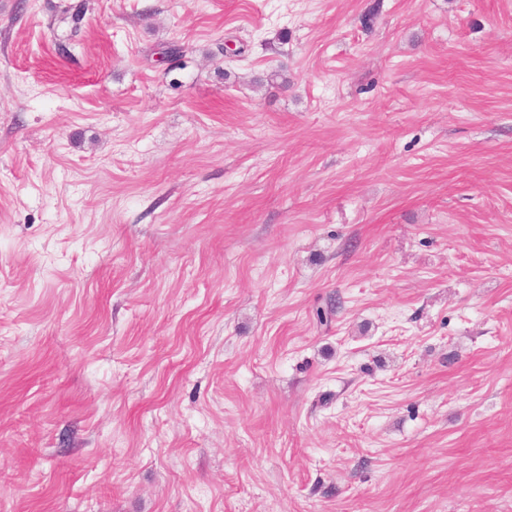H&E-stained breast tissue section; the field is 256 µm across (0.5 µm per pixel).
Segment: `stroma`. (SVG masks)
<instances>
[{
	"label": "stroma",
	"mask_w": 512,
	"mask_h": 512,
	"mask_svg": "<svg viewBox=\"0 0 512 512\" xmlns=\"http://www.w3.org/2000/svg\"><path fill=\"white\" fill-rule=\"evenodd\" d=\"M0 512H512V0H0Z\"/></svg>",
	"instance_id": "1"
}]
</instances>
